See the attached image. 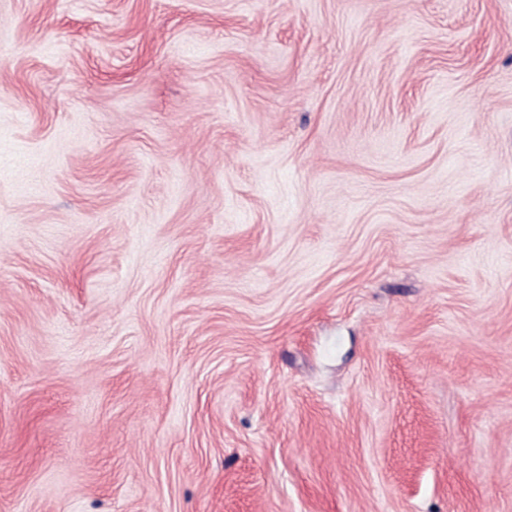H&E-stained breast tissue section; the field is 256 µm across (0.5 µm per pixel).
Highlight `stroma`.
<instances>
[{
  "mask_svg": "<svg viewBox=\"0 0 512 512\" xmlns=\"http://www.w3.org/2000/svg\"><path fill=\"white\" fill-rule=\"evenodd\" d=\"M0 512H512V0H0Z\"/></svg>",
  "mask_w": 512,
  "mask_h": 512,
  "instance_id": "obj_1",
  "label": "stroma"
}]
</instances>
